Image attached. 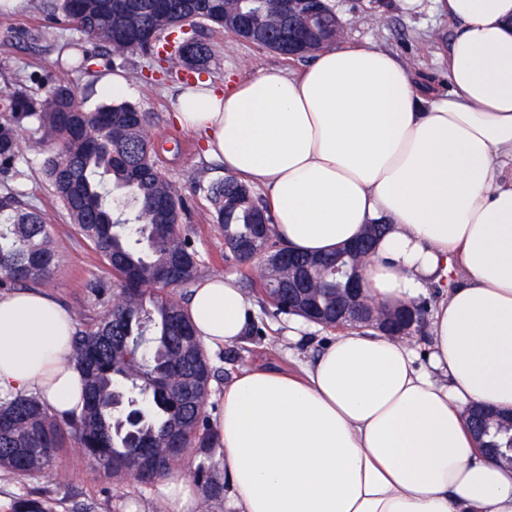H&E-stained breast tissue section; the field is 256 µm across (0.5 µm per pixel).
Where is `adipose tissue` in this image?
<instances>
[{
  "label": "adipose tissue",
  "mask_w": 512,
  "mask_h": 512,
  "mask_svg": "<svg viewBox=\"0 0 512 512\" xmlns=\"http://www.w3.org/2000/svg\"><path fill=\"white\" fill-rule=\"evenodd\" d=\"M456 27L446 89L376 44L322 49L300 71L176 87L175 123L261 189L286 247L329 254L364 225L389 231L364 266L377 302L444 285L426 363L417 343L343 328L294 367L264 363L224 388L226 512H512V469L487 457L470 407L512 410V0H400ZM464 280L449 281V266ZM184 308L212 351L255 311L235 276L195 281ZM75 317L36 287L0 295V395L80 411ZM198 512L190 479L158 487Z\"/></svg>",
  "instance_id": "ef3b65f1"
}]
</instances>
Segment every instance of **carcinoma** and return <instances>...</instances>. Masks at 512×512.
<instances>
[{
	"mask_svg": "<svg viewBox=\"0 0 512 512\" xmlns=\"http://www.w3.org/2000/svg\"><path fill=\"white\" fill-rule=\"evenodd\" d=\"M295 2L288 17L259 0H54V9L93 46L75 67L132 53L172 75L206 71L212 56L208 33L233 36L241 24L265 33L263 48L286 58H308L330 41L344 40L333 8L322 0ZM290 27L299 39L293 52L281 42ZM40 89L37 95L19 83L9 95L8 117L0 121V174L14 172L24 129L54 141L57 149L44 165L51 194L112 278L87 284L96 314L73 336V361L83 375L82 412L60 417L33 393L0 397V471L58 485L62 476L53 461L74 440L105 476L148 485L188 451L206 454L219 444L217 431L202 417L218 371L175 296L198 273L191 228L181 223L191 198L159 164L149 118L138 106L113 101L87 109L70 83L50 75ZM209 197L225 251L246 267L257 265L265 301L274 313L285 312L288 277L297 269H267L243 261L238 252L245 243L280 246L263 201L230 174L210 185ZM55 261L42 215L25 208L11 190L0 193V289L49 281ZM338 267L357 270L361 259L338 249L308 267V298L326 314L344 293ZM164 275L176 282L169 291L159 287ZM142 400L148 405L143 418L128 422ZM198 479L209 498L224 493L223 479L211 470H200ZM92 509L70 508L46 487L40 497L20 499L14 512Z\"/></svg>",
	"mask_w": 512,
	"mask_h": 512,
	"instance_id": "carcinoma-1",
	"label": "carcinoma"
}]
</instances>
